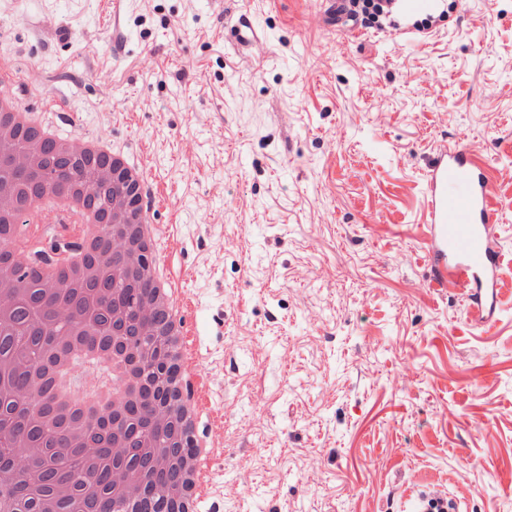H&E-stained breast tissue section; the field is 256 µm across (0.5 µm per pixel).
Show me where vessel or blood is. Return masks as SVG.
Here are the masks:
<instances>
[{"instance_id":"obj_1","label":"vessel or blood","mask_w":512,"mask_h":512,"mask_svg":"<svg viewBox=\"0 0 512 512\" xmlns=\"http://www.w3.org/2000/svg\"><path fill=\"white\" fill-rule=\"evenodd\" d=\"M424 200V245L434 286L461 295L470 322L491 325L500 308L501 217L489 174L473 162L468 144L456 141L433 160Z\"/></svg>"}]
</instances>
